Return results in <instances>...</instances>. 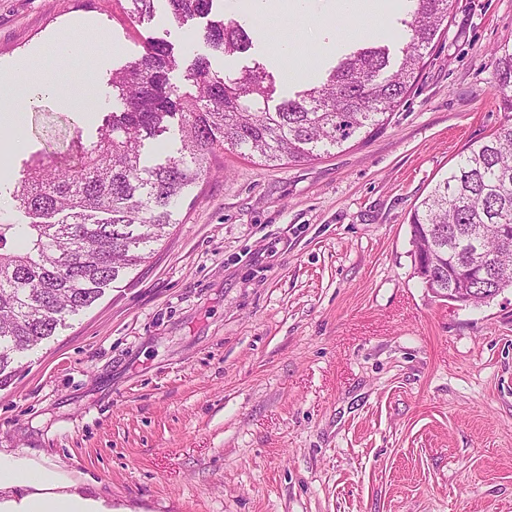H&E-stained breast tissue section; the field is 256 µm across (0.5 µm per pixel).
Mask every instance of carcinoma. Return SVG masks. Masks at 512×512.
Instances as JSON below:
<instances>
[{
    "mask_svg": "<svg viewBox=\"0 0 512 512\" xmlns=\"http://www.w3.org/2000/svg\"><path fill=\"white\" fill-rule=\"evenodd\" d=\"M133 18L152 15L156 0H127ZM216 0H165L172 19L205 18L202 41L224 56L247 52L252 37L234 18L213 14ZM402 23L410 41L397 68L372 42L342 58L315 85L275 107V79L261 64L235 76L204 57L186 63L164 39L112 70V112L86 146L73 142L69 163L32 161L13 190L27 224H0V388L14 363L54 335L66 317L90 307L145 259L176 223L174 209L224 145L264 162H306L340 149L383 124L424 65L423 50L441 32L450 0H410ZM215 18H210V15ZM500 104L512 112V46L493 52ZM181 70L193 88L170 75ZM179 118L177 155L147 164L145 141ZM415 250L446 259L426 288H450L457 269L479 264L471 280L490 299L512 287V126L470 144L410 217Z\"/></svg>",
    "mask_w": 512,
    "mask_h": 512,
    "instance_id": "1",
    "label": "carcinoma"
}]
</instances>
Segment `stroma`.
<instances>
[{
	"instance_id": "stroma-1",
	"label": "stroma",
	"mask_w": 512,
	"mask_h": 512,
	"mask_svg": "<svg viewBox=\"0 0 512 512\" xmlns=\"http://www.w3.org/2000/svg\"><path fill=\"white\" fill-rule=\"evenodd\" d=\"M388 0L375 21L234 17L252 48L207 53L204 20L144 19L122 0H0V78L33 82L58 33L91 54L103 105L0 114V224L25 162L95 141L113 68L155 37L216 71L269 64L295 42L323 73L374 33L408 42ZM512 0H452L448 26L384 126L304 163L211 155L178 224L91 307L66 318L0 389V450L58 465L115 512H512V288L477 307L414 272L410 215L472 142L507 124L492 52ZM30 69H23V62Z\"/></svg>"
}]
</instances>
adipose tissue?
<instances>
[{"instance_id":"adipose-tissue-1","label":"adipose tissue","mask_w":512,"mask_h":512,"mask_svg":"<svg viewBox=\"0 0 512 512\" xmlns=\"http://www.w3.org/2000/svg\"><path fill=\"white\" fill-rule=\"evenodd\" d=\"M379 0H251L258 15L307 19H349L373 15ZM62 87L54 74L37 84L18 86L0 80V112H17L22 102L58 98ZM0 512H113L106 501L83 495L51 463L0 451Z\"/></svg>"}]
</instances>
